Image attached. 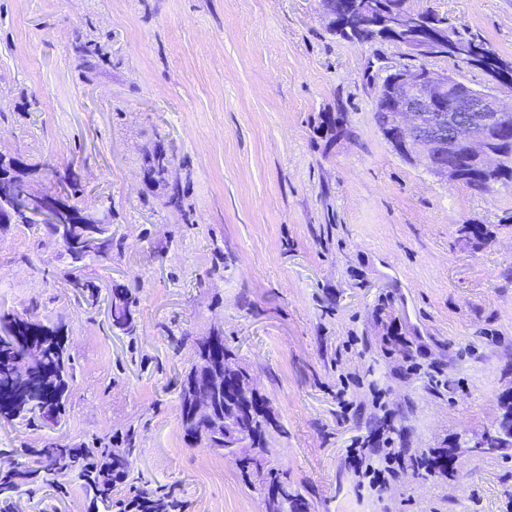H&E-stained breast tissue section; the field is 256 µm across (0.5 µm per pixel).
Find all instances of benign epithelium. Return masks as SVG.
<instances>
[{"instance_id": "1", "label": "benign epithelium", "mask_w": 512, "mask_h": 512, "mask_svg": "<svg viewBox=\"0 0 512 512\" xmlns=\"http://www.w3.org/2000/svg\"><path fill=\"white\" fill-rule=\"evenodd\" d=\"M329 25L364 31L379 27L392 37L405 33L402 44L407 53L423 61L416 68L391 67L376 85L374 111L385 114L381 128L386 141L401 156L423 166L434 177L453 183L462 179L458 158L478 161L481 170L498 169L501 151L493 135L512 129V89L496 82L477 89L462 85L455 74L437 71L424 62L441 57L439 47L447 43L448 25L433 12L410 6L409 0H345L339 19L328 16ZM449 44V43H447ZM475 44L454 40L448 47V58L457 63L471 60ZM464 89H459V86ZM9 199L8 213H21L38 224H85L97 227L106 223V214L99 208L75 210L63 193H52L30 185L15 194L0 189ZM200 391L191 404V417L207 416V425L224 432V443L241 448L243 434L238 426L222 415L212 414L208 388H220L224 401L239 402L240 415L251 413V404L244 400L243 385L232 375L208 372ZM498 440L499 449L512 447V416L500 421L490 432ZM488 436V437H490ZM488 437L459 446L462 457L488 446Z\"/></svg>"}]
</instances>
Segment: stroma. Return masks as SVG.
Instances as JSON below:
<instances>
[{"label":"stroma","mask_w":512,"mask_h":512,"mask_svg":"<svg viewBox=\"0 0 512 512\" xmlns=\"http://www.w3.org/2000/svg\"><path fill=\"white\" fill-rule=\"evenodd\" d=\"M414 4L512 60V0ZM416 64L336 34L321 0H0V154L45 187L73 167L113 236L110 259L77 267L45 232L0 226V311L63 322L74 357L59 422L1 424L0 455L30 471L49 438L131 443L113 498L262 512L249 478L180 423L187 339L217 330L306 512H512V451L454 458L512 402V184L478 194L386 142L375 85ZM117 284L139 298L130 333L110 325ZM386 420L372 465L389 451L451 465L370 488L348 450ZM90 501L76 469L23 480L0 512H109Z\"/></svg>","instance_id":"stroma-1"}]
</instances>
